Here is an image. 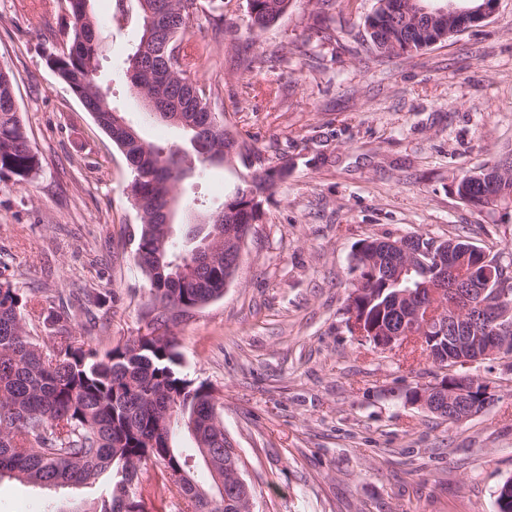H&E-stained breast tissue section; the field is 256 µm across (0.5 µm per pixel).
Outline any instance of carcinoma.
<instances>
[{
  "mask_svg": "<svg viewBox=\"0 0 512 512\" xmlns=\"http://www.w3.org/2000/svg\"><path fill=\"white\" fill-rule=\"evenodd\" d=\"M92 0H68L69 19L64 31L67 49L56 56L59 80L84 108L97 114V124L107 133L124 134L119 120L126 119L103 97L97 74L101 67V32ZM292 0H247L249 28L263 29L285 13ZM365 18L367 50L381 57H399L428 47L429 37L408 25L384 18L381 7ZM134 21L139 39L125 60V74L136 94L155 100L149 115L166 119L175 111L176 97L208 105L218 97L219 86L194 81L187 85V64L180 60L167 82L159 83L149 66L163 41L166 49L181 44L195 27L201 0H136ZM333 17L321 10L309 26L310 34L323 40L335 38ZM286 48L270 53L241 54L237 66L245 71L272 67ZM13 74L0 70V175L27 180L39 166L30 150L23 124L14 107ZM118 115H113V112ZM200 113L181 109L172 126L184 134L182 148L160 146L143 137L129 138L126 160L132 179L129 196L140 218L135 262L150 284L151 303L142 319L160 326L175 324L178 306L186 308L224 295V262L211 264L195 253L220 225L158 223L161 200L179 198L183 180L204 174L227 162L226 124L201 128ZM233 159L253 168L250 192L236 198L224 214L235 224L244 217L264 215V203L285 177L288 161L266 163L249 139L237 136ZM468 203L485 193L483 183L466 173L455 188ZM446 250H464L468 266L481 269L483 255L493 253L468 240L427 237L423 249L434 244ZM418 254L414 270L399 284L391 281L388 239L361 242L351 270L372 289L363 300L366 324L381 334L402 323L405 311L395 308L396 293L421 288L459 287L457 277H442L436 265H425ZM31 300L0 277V478L8 476L34 487L78 488L85 496L65 508L46 506L45 512H154L152 497L175 500L180 512H233L213 487L212 469L224 471V429L215 390L181 370L178 343L173 334L141 339L133 345L102 349L90 336L61 332L44 348L26 329L25 315ZM193 446L178 445L181 437ZM196 456V469L208 475L207 493L196 488L198 480L188 467ZM190 479L178 484V471Z\"/></svg>",
  "mask_w": 512,
  "mask_h": 512,
  "instance_id": "carcinoma-1",
  "label": "carcinoma"
}]
</instances>
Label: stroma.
<instances>
[{
  "label": "stroma",
  "instance_id": "1",
  "mask_svg": "<svg viewBox=\"0 0 512 512\" xmlns=\"http://www.w3.org/2000/svg\"><path fill=\"white\" fill-rule=\"evenodd\" d=\"M376 0H335V41L307 28L314 0L249 40L279 45L272 71L240 70L231 53L248 25L246 0L224 8L225 42L207 15L191 46L224 60L213 102L287 177L264 206L222 298L173 330L185 370L218 392L225 431L256 490L255 512H496L512 478V368L471 367L494 402L451 423L408 400L444 375L420 353H381L344 323L361 240L460 236L512 254V208L475 209L455 180L512 157V0L483 26L422 51L359 59L364 19ZM94 0L102 26L99 83L147 140L177 129L146 120L125 77L136 28ZM67 0H0V66L14 75L19 116L40 165L29 180L0 178V275L44 313L67 301L70 331L105 346L139 336L149 284L134 253L140 220L126 193L124 155L47 64L66 38ZM241 162L184 181L180 196L216 207L243 186ZM104 304L85 314L86 295ZM0 479V512H40L81 497Z\"/></svg>",
  "mask_w": 512,
  "mask_h": 512
}]
</instances>
